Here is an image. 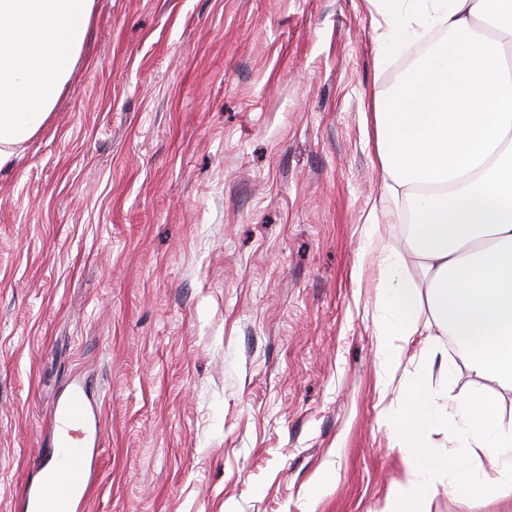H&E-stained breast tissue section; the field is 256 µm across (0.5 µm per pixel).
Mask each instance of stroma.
I'll use <instances>...</instances> for the list:
<instances>
[{"instance_id": "1", "label": "stroma", "mask_w": 512, "mask_h": 512, "mask_svg": "<svg viewBox=\"0 0 512 512\" xmlns=\"http://www.w3.org/2000/svg\"><path fill=\"white\" fill-rule=\"evenodd\" d=\"M373 0H96L0 168V512L96 383L88 512H377L406 463L376 357L405 249L371 112ZM379 222L368 228L369 213Z\"/></svg>"}]
</instances>
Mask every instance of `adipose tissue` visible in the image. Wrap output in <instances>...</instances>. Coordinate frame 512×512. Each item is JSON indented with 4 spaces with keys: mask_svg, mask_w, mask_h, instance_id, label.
Returning a JSON list of instances; mask_svg holds the SVG:
<instances>
[{
    "mask_svg": "<svg viewBox=\"0 0 512 512\" xmlns=\"http://www.w3.org/2000/svg\"><path fill=\"white\" fill-rule=\"evenodd\" d=\"M379 2V64L431 31L444 38L374 101L383 192L411 216L407 253L379 262L381 365L400 366L420 303L438 330L396 396L390 440L408 472L378 512H422L441 485L467 507L512 501V417L503 410L512 393V0ZM95 3L0 0V166L48 121L90 39ZM462 366L492 390L450 394ZM435 427L447 446L430 445Z\"/></svg>",
    "mask_w": 512,
    "mask_h": 512,
    "instance_id": "obj_1",
    "label": "adipose tissue"
}]
</instances>
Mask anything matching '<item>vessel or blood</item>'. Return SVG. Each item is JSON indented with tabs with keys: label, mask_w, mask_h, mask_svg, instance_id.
<instances>
[{
	"label": "vessel or blood",
	"mask_w": 512,
	"mask_h": 512,
	"mask_svg": "<svg viewBox=\"0 0 512 512\" xmlns=\"http://www.w3.org/2000/svg\"><path fill=\"white\" fill-rule=\"evenodd\" d=\"M101 412L88 378H74L56 400L51 420L49 470L27 480L19 512H85L99 479Z\"/></svg>",
	"instance_id": "1"
}]
</instances>
